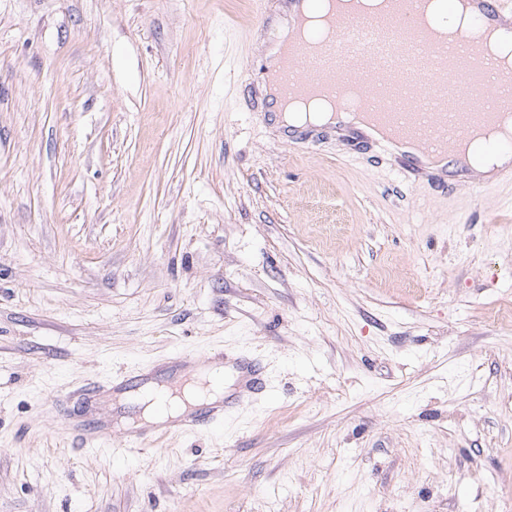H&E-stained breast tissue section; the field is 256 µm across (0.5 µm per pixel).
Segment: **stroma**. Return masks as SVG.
<instances>
[{
	"label": "stroma",
	"instance_id": "35a3bbf8",
	"mask_svg": "<svg viewBox=\"0 0 512 512\" xmlns=\"http://www.w3.org/2000/svg\"><path fill=\"white\" fill-rule=\"evenodd\" d=\"M256 10L0 0V512H512V190L289 142ZM217 346L222 429L73 452L51 397Z\"/></svg>",
	"mask_w": 512,
	"mask_h": 512
}]
</instances>
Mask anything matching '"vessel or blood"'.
I'll return each mask as SVG.
<instances>
[{"instance_id":"b4317fda","label":"vessel or blood","mask_w":512,"mask_h":512,"mask_svg":"<svg viewBox=\"0 0 512 512\" xmlns=\"http://www.w3.org/2000/svg\"><path fill=\"white\" fill-rule=\"evenodd\" d=\"M395 2L398 31L353 28L341 31L337 41L323 44L314 30L309 49L291 42L292 23L280 24L272 39L276 53L266 72L281 101L311 88L332 93L347 84L362 85L367 102L376 107L371 115L374 126L386 132L377 143L380 154L394 158L393 168L404 179L416 181L425 175V158L454 153L460 138L490 124L504 96L512 95V70H499L474 40L478 31L503 19L506 4L475 0L470 25L457 31L451 42L439 43L421 28L412 0ZM452 90L459 94L457 112L447 109ZM171 362L173 370L162 380L153 370L140 369L106 383L89 379L76 392L55 397L65 433L84 448L111 442L115 394L152 389L161 381L171 388L180 386L184 371L223 366L224 351L179 353ZM223 424L224 404L219 401L163 422L161 430L126 434L125 440L137 450L157 438L213 431Z\"/></svg>"}]
</instances>
